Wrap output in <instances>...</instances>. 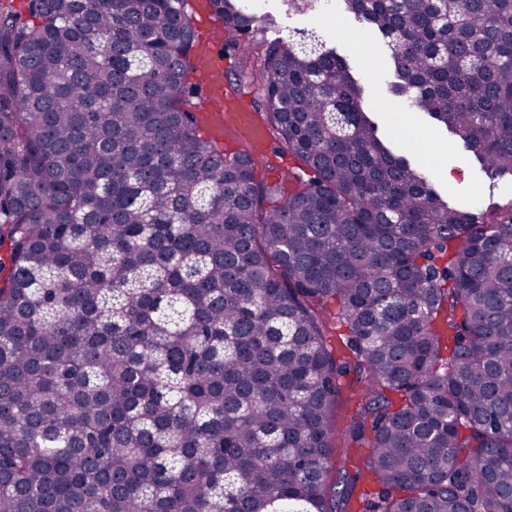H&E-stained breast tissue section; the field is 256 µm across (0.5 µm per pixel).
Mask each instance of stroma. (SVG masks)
<instances>
[{"instance_id":"35a3bbf8","label":"stroma","mask_w":512,"mask_h":512,"mask_svg":"<svg viewBox=\"0 0 512 512\" xmlns=\"http://www.w3.org/2000/svg\"><path fill=\"white\" fill-rule=\"evenodd\" d=\"M199 9L192 15L197 41L212 40L215 54L224 61L225 79L244 74L255 107L251 116L228 118L216 111L202 77L190 75L193 85L191 106L200 134L224 152L246 153L261 158L258 172L275 167L289 176L300 175L302 161L281 143L265 112L257 109L262 88L256 77L269 41L280 38L294 44H312L315 38H329L338 53L348 57L355 76L366 89L365 106L382 133L405 155L429 169L436 184L453 200H477L486 222L495 223L512 215V179L490 180L477 175L463 141L436 126L424 113L404 109L388 82L378 73L389 67V53L380 34L352 15L337 13L336 31L328 33L314 26L305 33V21L289 14L283 0H246L258 16L252 32L240 35V47L218 40L217 24L207 0H195Z\"/></svg>"}]
</instances>
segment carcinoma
Returning <instances> with one entry per match:
<instances>
[{"instance_id": "cac0c4a2", "label": "carcinoma", "mask_w": 512, "mask_h": 512, "mask_svg": "<svg viewBox=\"0 0 512 512\" xmlns=\"http://www.w3.org/2000/svg\"><path fill=\"white\" fill-rule=\"evenodd\" d=\"M345 2L395 94L512 176V0ZM28 10L0 0V512H348L363 478L354 512H512V216L449 204L321 43L261 64L290 188L199 134L186 0ZM351 373L368 454L330 493Z\"/></svg>"}]
</instances>
